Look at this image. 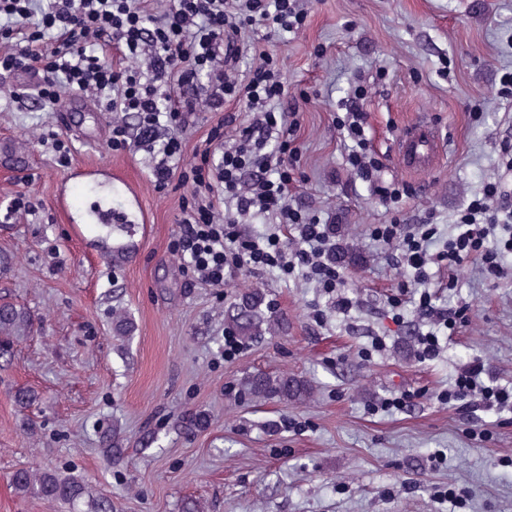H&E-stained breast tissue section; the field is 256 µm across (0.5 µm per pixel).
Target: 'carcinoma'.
Returning a JSON list of instances; mask_svg holds the SVG:
<instances>
[{"label": "carcinoma", "instance_id": "obj_1", "mask_svg": "<svg viewBox=\"0 0 512 512\" xmlns=\"http://www.w3.org/2000/svg\"><path fill=\"white\" fill-rule=\"evenodd\" d=\"M261 296L257 292L245 294L237 306L232 325L244 334H256L263 328H272L264 319L259 308ZM30 323V314L22 307L6 299H0V355L8 352L18 335ZM249 393L254 396L276 394L283 397L301 398L306 394L303 382L282 378L269 380L264 376H255L251 380ZM10 488L15 494L26 497L35 495L49 503L55 512H65L82 499H87L89 512H113L112 500L103 496H93L86 484L74 477H61L55 473L39 471L33 468H19L9 479Z\"/></svg>", "mask_w": 512, "mask_h": 512}]
</instances>
